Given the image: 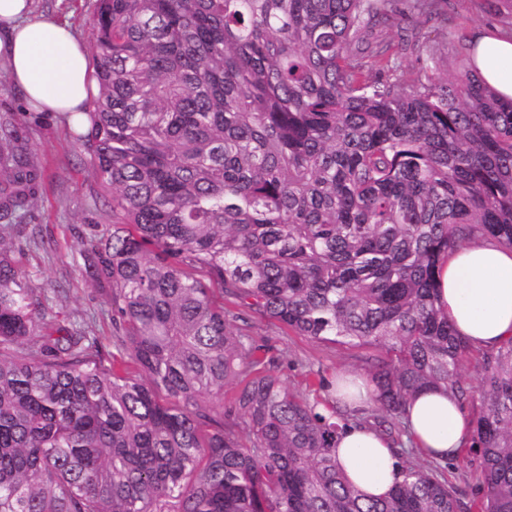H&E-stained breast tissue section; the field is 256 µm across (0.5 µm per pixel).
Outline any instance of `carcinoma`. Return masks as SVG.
Segmentation results:
<instances>
[{"label": "carcinoma", "instance_id": "1", "mask_svg": "<svg viewBox=\"0 0 512 512\" xmlns=\"http://www.w3.org/2000/svg\"><path fill=\"white\" fill-rule=\"evenodd\" d=\"M447 0H97L98 94L77 141L115 222L80 236L112 287L119 353L53 329L16 237L41 174L0 115V512H473L394 451L402 480L363 494L334 449L402 421L422 390L482 398L481 512H512V341L471 347L438 305L448 254L512 248V101L470 69L398 75L370 37ZM299 336L378 346L372 406L292 393L269 348L194 275Z\"/></svg>", "mask_w": 512, "mask_h": 512}]
</instances>
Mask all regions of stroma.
<instances>
[{
    "mask_svg": "<svg viewBox=\"0 0 512 512\" xmlns=\"http://www.w3.org/2000/svg\"><path fill=\"white\" fill-rule=\"evenodd\" d=\"M96 0H33L34 12L48 19L68 23L83 41L90 42ZM447 23L416 15L403 26L386 28L382 37L398 44L401 29L415 36L417 47L408 48L402 58L405 80L422 75L421 52L432 54L437 78L453 81L464 68L456 51L458 43L472 40L486 27L505 28L512 13L490 17L486 0H448ZM13 113L23 128L41 171L38 199L26 221L43 237L44 246L21 238L20 267L29 273L33 285L45 295L52 320L59 326L81 325L96 338L104 361L116 351L112 328L110 286L92 281L74 264L77 233L88 226H105L112 213L103 204L107 191L98 182L95 163L74 138L67 122L59 116L26 111L20 93L7 79V64L0 60V113ZM244 327L257 343L267 345L278 360L277 373L287 379L292 392L311 396L314 372L332 376L341 372H362L369 357L384 356L382 348H347L330 342H314L298 336L277 321L244 313Z\"/></svg>",
    "mask_w": 512,
    "mask_h": 512,
    "instance_id": "1",
    "label": "stroma"
}]
</instances>
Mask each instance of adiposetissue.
I'll return each mask as SVG.
<instances>
[{"instance_id": "obj_1", "label": "adipose tissue", "mask_w": 512, "mask_h": 512, "mask_svg": "<svg viewBox=\"0 0 512 512\" xmlns=\"http://www.w3.org/2000/svg\"><path fill=\"white\" fill-rule=\"evenodd\" d=\"M475 65L483 82L512 99V36L476 35ZM0 57L28 111L54 113L78 126L95 93L88 50L67 24L34 15L31 0H0ZM439 301L473 349L491 351L512 341V250L479 239L456 248L441 265ZM410 445L442 460L460 454L470 421L441 389L417 395L406 419ZM336 458L363 493L385 495L398 481L387 437L371 428L348 430Z\"/></svg>"}]
</instances>
